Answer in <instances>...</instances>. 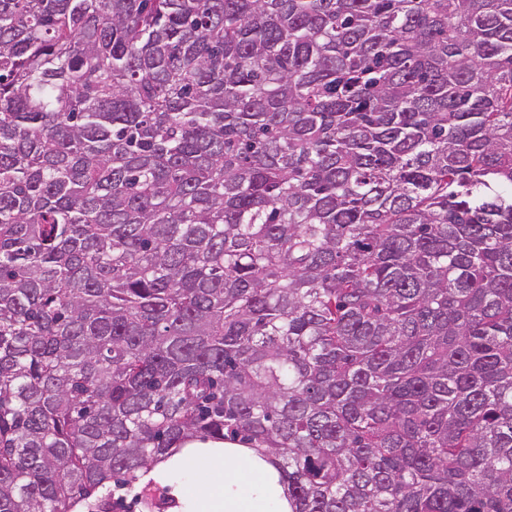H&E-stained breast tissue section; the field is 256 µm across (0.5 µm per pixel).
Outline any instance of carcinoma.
I'll list each match as a JSON object with an SVG mask.
<instances>
[{"mask_svg": "<svg viewBox=\"0 0 512 512\" xmlns=\"http://www.w3.org/2000/svg\"><path fill=\"white\" fill-rule=\"evenodd\" d=\"M193 440L512 512V0H0V512Z\"/></svg>", "mask_w": 512, "mask_h": 512, "instance_id": "1", "label": "carcinoma"}]
</instances>
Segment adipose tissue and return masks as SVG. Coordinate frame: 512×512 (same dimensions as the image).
<instances>
[{
  "mask_svg": "<svg viewBox=\"0 0 512 512\" xmlns=\"http://www.w3.org/2000/svg\"><path fill=\"white\" fill-rule=\"evenodd\" d=\"M241 451V445L231 444L226 451L213 453L211 464L224 480L198 490V499L206 505L204 512H288L287 499L266 495L276 472L264 462L243 461Z\"/></svg>",
  "mask_w": 512,
  "mask_h": 512,
  "instance_id": "adipose-tissue-1",
  "label": "adipose tissue"
}]
</instances>
